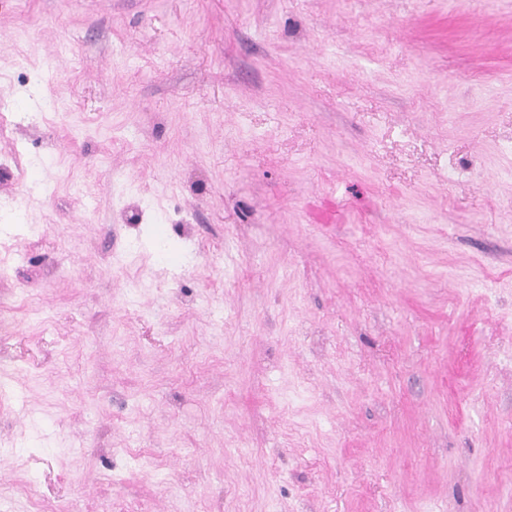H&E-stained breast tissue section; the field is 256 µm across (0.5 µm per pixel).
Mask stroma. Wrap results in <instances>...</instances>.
Masks as SVG:
<instances>
[{"instance_id": "1", "label": "stroma", "mask_w": 512, "mask_h": 512, "mask_svg": "<svg viewBox=\"0 0 512 512\" xmlns=\"http://www.w3.org/2000/svg\"><path fill=\"white\" fill-rule=\"evenodd\" d=\"M0 512H512V0H0Z\"/></svg>"}]
</instances>
